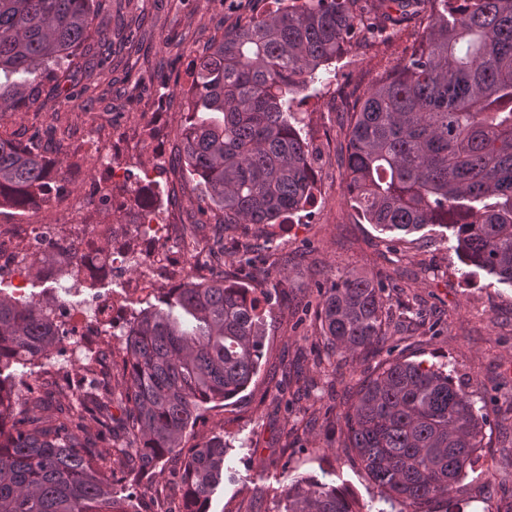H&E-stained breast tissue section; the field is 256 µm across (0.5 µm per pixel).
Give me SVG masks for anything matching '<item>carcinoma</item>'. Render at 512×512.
I'll return each instance as SVG.
<instances>
[{"mask_svg": "<svg viewBox=\"0 0 512 512\" xmlns=\"http://www.w3.org/2000/svg\"><path fill=\"white\" fill-rule=\"evenodd\" d=\"M99 0H0V117L37 101L94 33ZM278 7L224 32L191 63L178 151L220 224H288L313 202L312 152L291 111L295 94L323 80L366 23L380 37L410 25L416 39L351 113L343 181L347 202L382 231L439 224L465 267L512 285V0H275ZM39 135L0 133V209L24 211L64 191L71 165L45 154ZM149 174L134 201L152 214ZM66 238L17 255L55 281L112 271L116 250ZM259 260L248 287L186 276L126 326L120 374L125 422L112 395V359L96 352L74 374L78 394L18 403L3 372L47 358L67 332L60 306L0 295V512H139L135 487L185 447L202 413L244 391L262 358L266 307ZM324 352L351 363L381 349L393 320L383 288L348 274L318 286ZM355 451L388 505L420 512L446 502L476 472L487 417L442 366L388 360L342 413ZM114 443L109 454L90 436ZM228 445L215 435L183 457L177 512H208ZM127 488L124 506L113 487ZM272 512H359L344 493L288 476Z\"/></svg>", "mask_w": 512, "mask_h": 512, "instance_id": "obj_1", "label": "carcinoma"}]
</instances>
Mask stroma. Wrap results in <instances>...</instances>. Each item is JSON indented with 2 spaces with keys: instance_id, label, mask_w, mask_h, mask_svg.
<instances>
[{
  "instance_id": "obj_1",
  "label": "stroma",
  "mask_w": 512,
  "mask_h": 512,
  "mask_svg": "<svg viewBox=\"0 0 512 512\" xmlns=\"http://www.w3.org/2000/svg\"><path fill=\"white\" fill-rule=\"evenodd\" d=\"M275 7V0H102L95 9L97 32L79 49L74 71L61 75L60 91L44 86L33 105L0 119V128L21 138L54 127L72 151L70 183L49 204L20 216L2 214L0 221L50 224L54 235L87 243L113 222L100 202L99 189L107 185L114 189V205L123 209L120 242L144 253L148 246L133 229L139 217L125 175L146 168L157 219L174 227L167 248L179 256L161 287L175 286L190 273L213 274L210 261L186 250L190 239H211L215 223L212 212H201L200 191L177 153L190 65L225 30ZM411 44L406 29L386 43L359 32L333 62L335 80L295 99L294 109L304 117L301 135L317 157L313 205L288 224H232L224 230L219 268L236 273L247 245L267 253L264 276L272 298L257 374L226 406L205 412L194 429V442L220 434L230 445L210 512H269L273 500L264 489L277 486L286 467L371 506L375 490L354 453L340 445L342 420L327 410L343 408L360 381L395 358L446 366L489 413L478 466L493 467V478L469 474L455 504H437L435 512H512V286L483 274L463 275L447 229L430 226L397 239L346 201L339 157L349 104L391 72ZM141 272L135 265L69 291L35 275L20 285L6 278L0 293L20 292L75 310L97 298L113 299L127 320L147 306V294L129 289ZM350 273L383 283L397 327L381 352L357 368L343 367L338 380L316 364L310 340L320 325L313 310L317 284ZM124 344L118 325L91 347L73 340L68 356L12 366L13 391L30 398L31 388L61 380L84 364L90 350H107L121 360ZM180 476V457L162 461L138 489L140 512H164L169 501L180 499Z\"/></svg>"
}]
</instances>
